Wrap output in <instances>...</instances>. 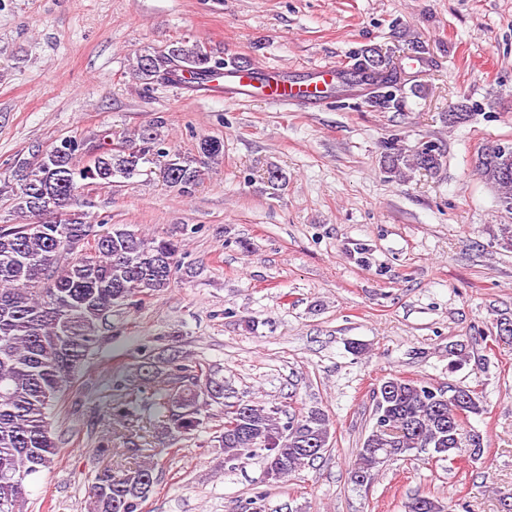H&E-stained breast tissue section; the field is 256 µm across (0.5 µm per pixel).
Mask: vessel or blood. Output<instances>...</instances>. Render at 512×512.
Wrapping results in <instances>:
<instances>
[{
	"label": "vessel or blood",
	"instance_id": "1",
	"mask_svg": "<svg viewBox=\"0 0 512 512\" xmlns=\"http://www.w3.org/2000/svg\"><path fill=\"white\" fill-rule=\"evenodd\" d=\"M343 82V74L328 64L308 68L298 79L282 70L258 65L241 71L225 69L212 79L210 89L231 98L259 99L285 108L320 105Z\"/></svg>",
	"mask_w": 512,
	"mask_h": 512
}]
</instances>
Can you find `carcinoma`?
I'll use <instances>...</instances> for the list:
<instances>
[{
	"label": "carcinoma",
	"mask_w": 512,
	"mask_h": 512,
	"mask_svg": "<svg viewBox=\"0 0 512 512\" xmlns=\"http://www.w3.org/2000/svg\"><path fill=\"white\" fill-rule=\"evenodd\" d=\"M224 60L198 42L183 40L160 55L141 54L134 75L146 83L173 82L181 70L193 79L220 73ZM363 66L378 81L377 101L391 103L397 78L380 54ZM84 143L64 139L37 146L31 158L15 163V209L26 224L0 225V512H24L27 486L49 469L58 453L53 433L58 403L88 368L89 356L112 327V312L170 288L181 265L182 244L170 237L145 238L124 224H92L81 210L79 189L109 187L117 178L142 174L158 162L168 186L192 194L203 170L224 155V143L208 136L196 153L166 145L156 132H141L122 150L96 146L93 161L75 159ZM443 154L431 142L409 153L386 143L384 171L401 179L407 170L437 172ZM481 177L497 192L499 209L512 216V150L486 146L475 160ZM104 229L94 252L69 243ZM439 388L391 376L372 391L373 425L363 438L351 481L374 480L380 468L413 451L450 462H478L485 446L481 434L454 421L452 407L440 401ZM224 378L183 355H148L130 382H117L102 396L99 424L103 437L96 451L120 443L146 454L150 462L113 475L95 476L89 488L90 512H143L158 479L157 449L140 447L144 416L158 424L157 441H176L203 428L219 409L222 424L216 448L224 464L260 459L265 478L278 467L285 479L322 457L329 448L331 422L319 407L289 413L279 407L231 402ZM457 503L415 496L406 512H454Z\"/></svg>",
	"instance_id": "obj_1"
}]
</instances>
